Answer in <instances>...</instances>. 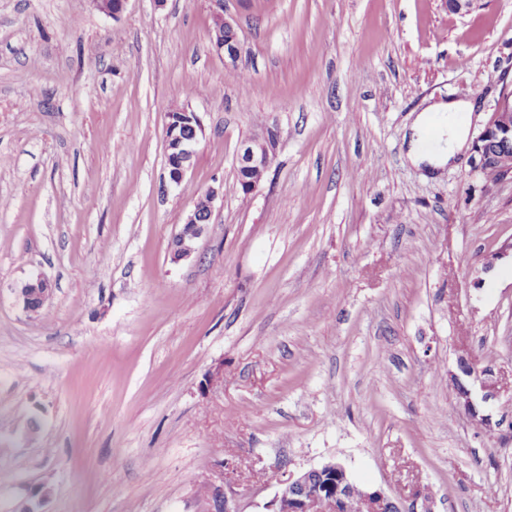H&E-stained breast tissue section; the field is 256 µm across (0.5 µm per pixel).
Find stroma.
<instances>
[{"mask_svg":"<svg viewBox=\"0 0 512 512\" xmlns=\"http://www.w3.org/2000/svg\"><path fill=\"white\" fill-rule=\"evenodd\" d=\"M0 0V512H266L336 460L434 512H512V181L437 172L405 127L512 89V0ZM249 81L241 106L233 70ZM181 96H174V89ZM204 132L180 184L167 114ZM277 157L243 195L235 156ZM217 188L187 260L171 245ZM43 275L38 313L18 292ZM491 371L479 417L450 376ZM37 424L28 433L29 424ZM215 5L213 8V27L217 31L216 38H212V51L224 60L235 64L240 56V41L237 30L234 25L224 18L223 0H212ZM279 134L277 129L265 126L252 137L243 141L236 157L237 173L251 171L267 172L271 165L270 159L276 154Z\"/></svg>","mask_w":512,"mask_h":512,"instance_id":"35a3bbf8","label":"stroma"}]
</instances>
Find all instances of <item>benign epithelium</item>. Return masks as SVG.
<instances>
[{
    "label": "benign epithelium",
    "instance_id": "7a95c632",
    "mask_svg": "<svg viewBox=\"0 0 512 512\" xmlns=\"http://www.w3.org/2000/svg\"><path fill=\"white\" fill-rule=\"evenodd\" d=\"M128 0H94L96 7L106 15L118 18L125 11ZM213 29L216 38L211 40L212 51L231 63L240 56V41L234 25L224 18L223 0H212ZM203 133V126L196 113L178 109L168 113L166 125V165L171 182L180 183L192 164L194 146ZM279 134L277 129L265 126L253 136L243 141L236 157L237 171H268L270 159L276 154ZM512 145V93L502 91L500 100L491 113L484 128L473 140V168L478 172L493 166L502 147ZM219 191L211 188L208 213L201 215L191 209L185 223L173 239V260L178 262L190 258L195 253V243L203 236L213 214L214 201ZM52 288L48 280L38 276L25 282L20 288L19 297L25 310L34 304L43 305L49 299ZM466 376L479 380L484 391V399L493 398L498 393L496 381L485 377V372L460 366ZM460 404L472 416H477L470 389L457 376L452 377ZM352 480L346 468L329 461L288 475L281 492L271 501L270 512H327V505L354 501L356 512H387L386 507L400 504L399 512H433L427 501L416 494L408 501L397 502L380 488L367 487L355 494Z\"/></svg>",
    "mask_w": 512,
    "mask_h": 512
}]
</instances>
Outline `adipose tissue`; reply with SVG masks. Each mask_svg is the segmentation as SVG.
I'll use <instances>...</instances> for the list:
<instances>
[{
	"label": "adipose tissue",
	"instance_id": "ef3b65f1",
	"mask_svg": "<svg viewBox=\"0 0 512 512\" xmlns=\"http://www.w3.org/2000/svg\"><path fill=\"white\" fill-rule=\"evenodd\" d=\"M471 107L470 99L464 98L436 104L420 112L412 125L410 160L417 165H426L428 171L433 172L467 149V113ZM432 128L437 131L438 147L425 154L419 150L418 143Z\"/></svg>",
	"mask_w": 512,
	"mask_h": 512
}]
</instances>
